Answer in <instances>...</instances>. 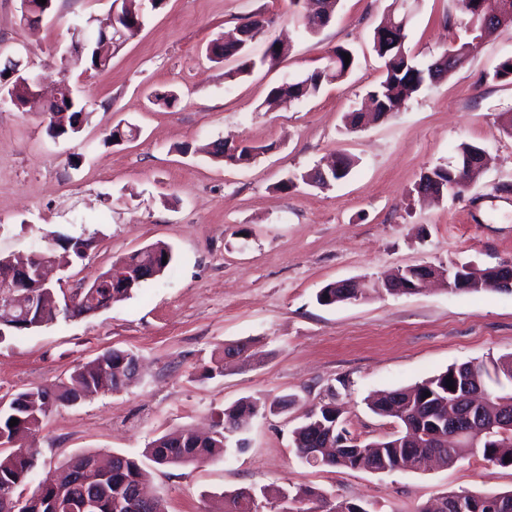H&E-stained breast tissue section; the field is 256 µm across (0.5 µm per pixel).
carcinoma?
<instances>
[{"label":"carcinoma","mask_w":512,"mask_h":512,"mask_svg":"<svg viewBox=\"0 0 512 512\" xmlns=\"http://www.w3.org/2000/svg\"><path fill=\"white\" fill-rule=\"evenodd\" d=\"M136 0H122L121 10L125 21L121 23V36L134 35L144 23V14L135 6ZM456 9L467 18L471 39L439 58L426 63L410 53L405 47L408 26L402 25L398 16L400 9L391 4L383 18L373 29V51L384 67L383 79L369 91L373 109L369 112H351L346 116L347 126L359 129L380 118L397 112L404 103L425 87L438 82L456 69L462 67L477 48V40L484 29L501 26L512 27V0H455ZM248 30L247 24L238 26L234 32L224 36V44L210 47V53L218 62L233 60L236 65L224 72L225 80L235 81L251 73L256 62L275 63L288 55L289 46L276 38H266V47L261 59L252 55L253 38L242 37ZM114 47V32H97L95 43L81 60L71 62L73 66L84 65L89 69L103 71L110 66ZM350 50L338 46L331 53L329 62L317 68L304 79L285 82L270 88L265 105L273 109L285 101L293 102L311 97L320 92L324 85L341 81L352 72L355 58L344 63V55ZM0 87L6 89L15 106L30 102L32 88L28 84L27 68L22 59L5 56L0 60ZM57 123L46 126L51 137H61L78 132L79 119H88L90 113L77 100L63 101ZM207 154L217 161L232 165L249 164L260 154V148L240 144L224 151L216 144L207 147ZM352 159L342 156L336 171L323 177L319 170L298 176L292 174L279 184L287 191L302 181L308 185L325 188L331 183L347 177L351 171ZM480 168L475 167L461 173L456 167L442 164L426 172L416 185V191L424 196L439 197L453 189L457 196L462 191L461 182L470 181ZM88 243L77 238L70 246L64 247L65 254L57 256L49 251L40 253V259L32 256L13 258L11 263H0V281L27 270L30 280L43 261L65 262L67 258L82 259ZM167 263H162V259ZM174 261L171 246L155 243L134 250L113 262L136 274L131 288L112 286V269L100 272L94 282L97 288H87L82 293L78 310L72 317L95 313L116 302L129 298L143 283L163 276ZM406 288H388L392 295L414 294L417 278L416 269L402 272ZM471 287L468 291H508L512 289L498 282V273L493 268H473L468 274ZM367 288H338L332 282L317 294V301L324 306L357 301L366 298ZM59 314L41 301L27 307V311L16 309L6 312L0 308V330L21 332L40 328L56 321ZM237 350L240 360L246 364L259 358L249 341H239L224 346V352ZM137 355L120 348L104 351L95 359L78 368L70 382L61 383L56 389H27L14 394L0 406V512H7L6 505L21 503L17 512H160L159 502L154 495L150 473L139 459L121 453L109 457L107 471L99 472L100 455L82 456L80 467L84 477L74 475L73 463L66 462L49 471L30 494L25 487L31 481L33 467L37 466L39 450L35 440L42 419L45 416L46 401L71 404L80 390L91 393L99 390L119 392L126 388L137 375ZM452 383L451 391L447 383ZM512 355L470 361L450 366L444 372L430 377L413 386L383 392L370 401V409L377 415L398 422L401 430L389 438L371 440L360 444L357 439L340 426L342 411L336 406V392L331 390L328 401L311 409L304 421L293 430V445L299 458L312 466H327L338 469H371L391 472L400 468L419 469L429 458L443 466L455 464L470 454L479 453L487 462L499 467H512ZM430 396H425V392ZM477 393L482 402L474 405L463 400L466 392ZM455 403L457 410L470 405L487 431L477 443H471L468 429L448 423V404ZM288 401L280 399L271 403L262 397H245L222 412V418L214 422L210 436H200L191 429L170 431L153 438L143 452L148 460L159 466H176L204 462L224 455L230 444L245 447V440L239 434L248 420L261 411L276 407L283 409ZM18 419V425L11 427V419ZM511 457L505 461V457ZM249 489L242 488L225 495L226 512H251L245 503ZM255 495L265 503V512H280L281 502L293 503L292 512H354L358 504H345V500L319 491L312 487L263 486L254 490ZM439 500L450 505L448 512L462 504L463 512H512V490L477 493L470 490L445 493Z\"/></svg>","instance_id":"1"}]
</instances>
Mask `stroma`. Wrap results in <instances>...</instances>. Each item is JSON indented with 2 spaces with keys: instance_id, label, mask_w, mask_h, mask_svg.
<instances>
[{
  "instance_id": "stroma-1",
  "label": "stroma",
  "mask_w": 512,
  "mask_h": 512,
  "mask_svg": "<svg viewBox=\"0 0 512 512\" xmlns=\"http://www.w3.org/2000/svg\"><path fill=\"white\" fill-rule=\"evenodd\" d=\"M113 0H55L37 27L20 22L19 0H0V51L20 57L40 90L67 81L91 116L58 139L43 116L0 103V256L50 248L67 239L89 246L62 272L72 292L112 261L163 242L171 268L100 312L0 337V397L50 387L116 347L142 368L123 391L57 404L37 434L35 479L87 452L141 457L157 435L208 429L216 412L241 398L288 397L276 414L258 413L243 449L203 464L152 468L165 512H213L224 494L266 485H302L366 503L369 512H418L446 492L512 489V469L469 456L448 467L374 473L313 467L291 432L328 390L359 439L399 431L372 413L367 396L407 387L449 366L512 354V292L451 293L431 286L411 295L370 294L323 306L326 284L423 263L512 261V82L492 80L512 56V27L484 37L469 61L409 99L399 112L358 130L348 112L382 76L373 29L391 0H339L318 34L290 0H164L107 70L66 68L71 27L105 22ZM261 14L290 42L281 62L230 82L228 62L209 56L213 40ZM454 0H418L406 45L420 58L467 40ZM353 51L347 79L317 96L266 109L269 89L303 78L336 46ZM172 90L174 107L155 104ZM132 125L135 139L108 135ZM226 139L261 150L246 166L216 162L205 145ZM481 146L489 164L461 196L429 201L415 185L452 161L461 143ZM355 165L333 186L280 191L289 174L327 157ZM250 340L260 363L204 378L225 344Z\"/></svg>"
}]
</instances>
